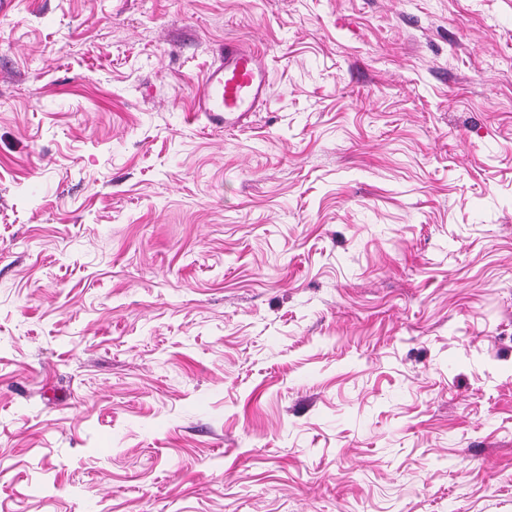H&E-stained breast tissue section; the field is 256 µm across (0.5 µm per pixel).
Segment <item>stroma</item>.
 I'll list each match as a JSON object with an SVG mask.
<instances>
[{
	"mask_svg": "<svg viewBox=\"0 0 512 512\" xmlns=\"http://www.w3.org/2000/svg\"><path fill=\"white\" fill-rule=\"evenodd\" d=\"M0 512H512V0H0ZM270 90L265 54L250 44L224 42L203 79L196 112L214 129H242L267 105Z\"/></svg>",
	"mask_w": 512,
	"mask_h": 512,
	"instance_id": "stroma-1",
	"label": "stroma"
}]
</instances>
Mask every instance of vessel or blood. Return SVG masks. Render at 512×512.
I'll return each instance as SVG.
<instances>
[{"label": "vessel or blood", "instance_id": "1", "mask_svg": "<svg viewBox=\"0 0 512 512\" xmlns=\"http://www.w3.org/2000/svg\"><path fill=\"white\" fill-rule=\"evenodd\" d=\"M270 90L264 53L252 45L228 41L203 79L196 108L212 128L241 129L267 105Z\"/></svg>", "mask_w": 512, "mask_h": 512}]
</instances>
